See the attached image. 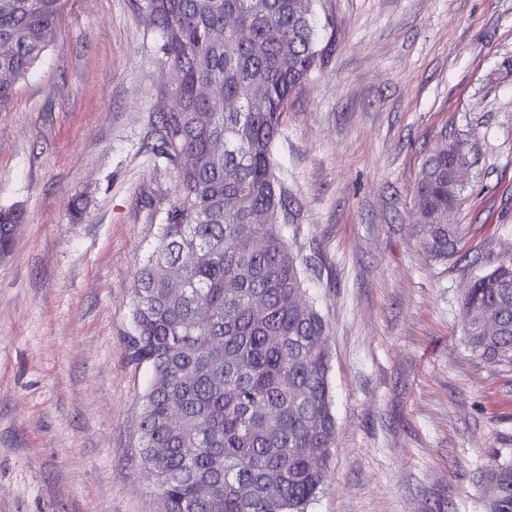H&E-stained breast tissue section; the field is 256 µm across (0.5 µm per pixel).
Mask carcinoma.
Wrapping results in <instances>:
<instances>
[{
  "label": "carcinoma",
  "instance_id": "obj_1",
  "mask_svg": "<svg viewBox=\"0 0 512 512\" xmlns=\"http://www.w3.org/2000/svg\"><path fill=\"white\" fill-rule=\"evenodd\" d=\"M138 2L172 75L161 97L173 104L155 113L156 151L178 167L159 242L132 289L128 359L152 372L143 462L164 512H308L336 446L328 327L284 235L288 193L273 145L320 57L310 3ZM61 6L0 0V42L10 45L0 57V107L52 42ZM226 14L248 38L224 28ZM460 147L452 140L428 155L416 186L412 228L433 261L460 250ZM22 221L20 209L0 208V255L11 252ZM463 322L474 356L512 366V258L472 278ZM485 483L492 512H512V464Z\"/></svg>",
  "mask_w": 512,
  "mask_h": 512
}]
</instances>
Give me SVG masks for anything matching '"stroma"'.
<instances>
[{"label":"stroma","instance_id":"stroma-1","mask_svg":"<svg viewBox=\"0 0 512 512\" xmlns=\"http://www.w3.org/2000/svg\"><path fill=\"white\" fill-rule=\"evenodd\" d=\"M316 69L274 150L288 243L328 324L336 446L310 512H490L512 460V367L476 358L462 300L512 257V0H313ZM136 0H64L0 111V512H161L142 463L151 371L127 360L132 288L176 171L153 121L171 81ZM472 166L459 256L413 234L422 163ZM86 202L74 221L75 198ZM23 214L18 208H0V255L11 252L14 246V236Z\"/></svg>","mask_w":512,"mask_h":512}]
</instances>
